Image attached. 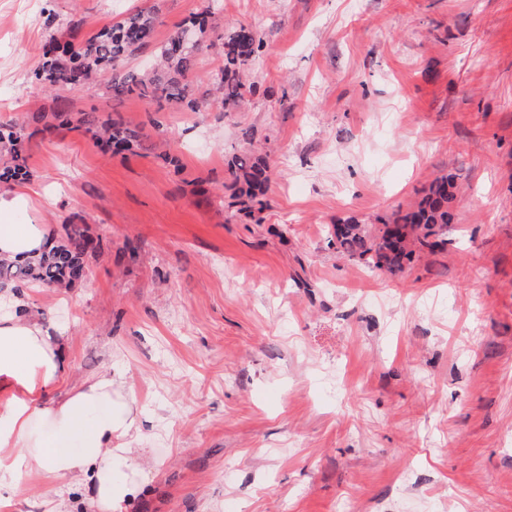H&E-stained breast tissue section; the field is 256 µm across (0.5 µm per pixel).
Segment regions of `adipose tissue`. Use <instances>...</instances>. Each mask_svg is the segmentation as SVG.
<instances>
[{"label": "adipose tissue", "instance_id": "1", "mask_svg": "<svg viewBox=\"0 0 512 512\" xmlns=\"http://www.w3.org/2000/svg\"><path fill=\"white\" fill-rule=\"evenodd\" d=\"M33 189L0 194V258H34L53 231L18 222ZM65 330L22 298L6 296L0 310V512H11L23 476L65 480L97 512H127L150 477L141 464L143 424L123 384L104 373L62 396L52 391L63 376L60 339Z\"/></svg>", "mask_w": 512, "mask_h": 512}]
</instances>
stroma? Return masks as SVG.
Masks as SVG:
<instances>
[{"mask_svg": "<svg viewBox=\"0 0 512 512\" xmlns=\"http://www.w3.org/2000/svg\"><path fill=\"white\" fill-rule=\"evenodd\" d=\"M156 8V42L201 10L264 47L246 105L157 112L32 81L45 0H0V119L64 105L143 136L25 143L22 223L104 238L69 288L27 284L66 327L59 390L111 372L148 435L131 512H512V0H56L86 30ZM269 167L258 220L228 208L235 157ZM455 175L440 248L402 271L337 253Z\"/></svg>", "mask_w": 512, "mask_h": 512, "instance_id": "obj_1", "label": "stroma"}]
</instances>
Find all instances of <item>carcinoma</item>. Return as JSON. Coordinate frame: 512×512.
Returning <instances> with one entry per match:
<instances>
[{"mask_svg": "<svg viewBox=\"0 0 512 512\" xmlns=\"http://www.w3.org/2000/svg\"><path fill=\"white\" fill-rule=\"evenodd\" d=\"M156 11L141 10L116 24L89 35L81 33V22L67 25L68 39L52 36L42 48L41 63L33 71L34 79L43 87L59 85H102L114 99L133 95L159 112L166 106L185 105L194 110L192 87L185 82L186 74L195 64L196 52L178 47V33L157 47L159 69L150 74H121L122 63L133 53L148 46L154 37ZM224 62L211 73L209 80L216 92L215 102L226 112L239 109L247 92L243 80L249 64L261 51L263 43L251 28L241 26L220 37ZM38 124L34 132L59 129L92 133L95 142L111 152L129 151L142 145L138 128L121 117L100 116L95 112H77L65 107L32 117ZM29 125L16 120L0 122V182L9 183L31 178L24 150L29 137ZM234 184V204L247 214L262 211L265 203L258 199L268 181L267 166L256 158H235L231 166ZM456 182L452 176L432 180L422 191L416 205L395 213L391 223L376 231L355 220L335 225L336 251L356 256L369 266L391 273L400 271L413 255L441 243L444 229L453 220ZM101 247V241L90 236L86 225L70 222L62 225L60 235L44 252L33 259L1 260L0 288L11 285L40 283L46 287L69 288L86 273L87 257Z\"/></svg>", "mask_w": 512, "mask_h": 512, "instance_id": "1", "label": "carcinoma"}]
</instances>
